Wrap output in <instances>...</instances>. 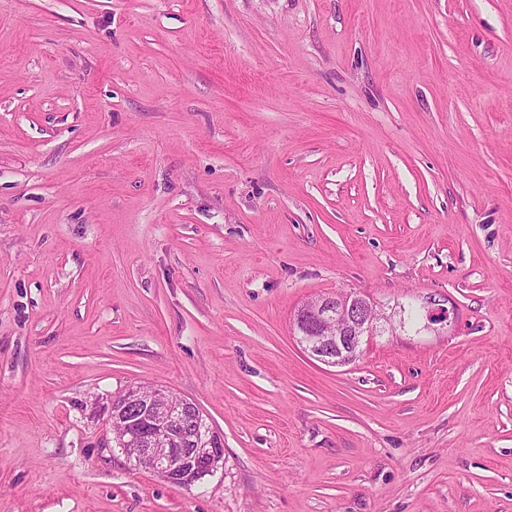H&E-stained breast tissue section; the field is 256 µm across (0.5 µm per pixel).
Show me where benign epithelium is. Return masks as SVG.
<instances>
[{"label": "benign epithelium", "mask_w": 512, "mask_h": 512, "mask_svg": "<svg viewBox=\"0 0 512 512\" xmlns=\"http://www.w3.org/2000/svg\"><path fill=\"white\" fill-rule=\"evenodd\" d=\"M454 310L441 306L428 311L427 323L450 324ZM384 320L371 302L359 295L322 296L306 302L296 313L299 342L317 360L342 366L356 360L369 337ZM117 447L164 481L190 487L224 467V437L202 426L203 412L192 400L155 385L150 393L140 384L128 386L111 406Z\"/></svg>", "instance_id": "obj_1"}]
</instances>
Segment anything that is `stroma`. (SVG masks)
I'll list each match as a JSON object with an SVG mask.
<instances>
[{
	"mask_svg": "<svg viewBox=\"0 0 512 512\" xmlns=\"http://www.w3.org/2000/svg\"><path fill=\"white\" fill-rule=\"evenodd\" d=\"M132 384L223 470L129 462ZM0 512H512V0H0ZM359 295L322 296L306 302L296 313L299 342L314 358L329 366L355 361L370 336L386 318ZM110 421L121 426L113 439L126 458L138 466L149 460V469L174 486L191 487L224 467L223 435L203 429L199 406L163 386L146 395L141 384L129 385L114 399Z\"/></svg>",
	"mask_w": 512,
	"mask_h": 512,
	"instance_id": "1",
	"label": "stroma"
}]
</instances>
